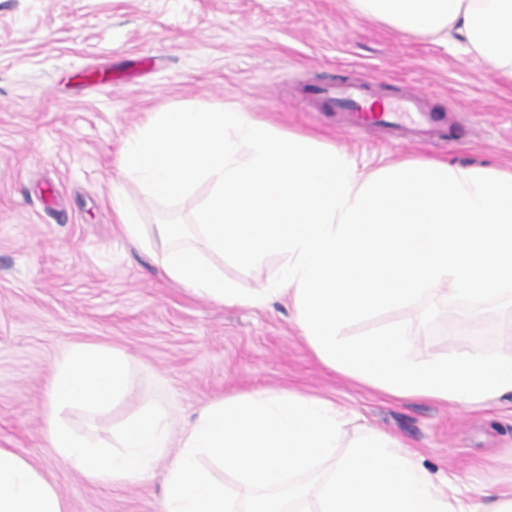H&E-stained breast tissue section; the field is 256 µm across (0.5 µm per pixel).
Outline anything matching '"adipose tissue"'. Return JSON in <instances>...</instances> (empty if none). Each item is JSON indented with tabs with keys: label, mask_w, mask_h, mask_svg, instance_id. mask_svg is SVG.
<instances>
[{
	"label": "adipose tissue",
	"mask_w": 512,
	"mask_h": 512,
	"mask_svg": "<svg viewBox=\"0 0 512 512\" xmlns=\"http://www.w3.org/2000/svg\"><path fill=\"white\" fill-rule=\"evenodd\" d=\"M409 35L462 45L512 80V0H352ZM0 512H64L56 489L12 448H0Z\"/></svg>",
	"instance_id": "ef3b65f1"
}]
</instances>
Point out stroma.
I'll use <instances>...</instances> for the list:
<instances>
[{
  "instance_id": "1",
  "label": "stroma",
  "mask_w": 512,
  "mask_h": 512,
  "mask_svg": "<svg viewBox=\"0 0 512 512\" xmlns=\"http://www.w3.org/2000/svg\"><path fill=\"white\" fill-rule=\"evenodd\" d=\"M367 83L378 105L418 91L453 133L347 127L313 98L329 83ZM201 104L248 113L283 134L310 136L376 170L405 160L512 166V81L441 39L398 32L351 0H0V447L17 449L66 512H162L165 462L143 480H92L49 448L43 409L56 363L76 344L125 353L123 400L70 426L110 444L146 404H167L183 431L227 396L297 391L347 413V449L376 430L394 437L449 492L480 499L512 479V400L492 408L395 398L325 366L300 334L287 297L230 307L169 279L160 251L131 240L112 207L120 188L146 228L191 220L205 196L147 199L120 177L121 149L157 112ZM434 327L410 306L346 327L397 322L411 354L489 349L512 357V309L449 304Z\"/></svg>"
}]
</instances>
